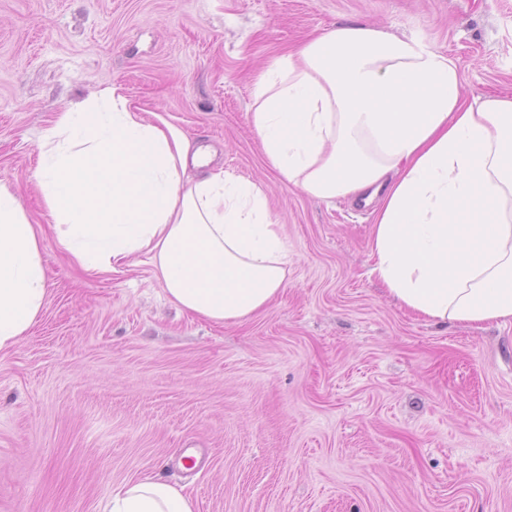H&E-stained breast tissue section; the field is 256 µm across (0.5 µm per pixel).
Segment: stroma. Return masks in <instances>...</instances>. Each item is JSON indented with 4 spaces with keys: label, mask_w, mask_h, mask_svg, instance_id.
Wrapping results in <instances>:
<instances>
[{
    "label": "stroma",
    "mask_w": 512,
    "mask_h": 512,
    "mask_svg": "<svg viewBox=\"0 0 512 512\" xmlns=\"http://www.w3.org/2000/svg\"><path fill=\"white\" fill-rule=\"evenodd\" d=\"M352 21L448 54L467 99L512 97V0H0V179L32 223L42 133L117 82L261 183L293 257L218 326L147 257L88 275L45 234L44 313L0 353V512H103L146 473L198 512H512V324L400 308L371 209L281 181L250 124L256 73Z\"/></svg>",
    "instance_id": "stroma-1"
}]
</instances>
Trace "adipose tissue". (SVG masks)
<instances>
[{
    "instance_id": "1",
    "label": "adipose tissue",
    "mask_w": 512,
    "mask_h": 512,
    "mask_svg": "<svg viewBox=\"0 0 512 512\" xmlns=\"http://www.w3.org/2000/svg\"><path fill=\"white\" fill-rule=\"evenodd\" d=\"M249 116L281 181L372 207V272L401 307L442 325L512 322V97L466 101L454 59L349 22L259 74ZM39 151L41 204L84 271L147 256L171 302L217 325L285 287L288 242L262 190L120 86L61 112ZM42 236L0 179V352L46 305ZM106 512L197 508L147 474L113 492Z\"/></svg>"
}]
</instances>
